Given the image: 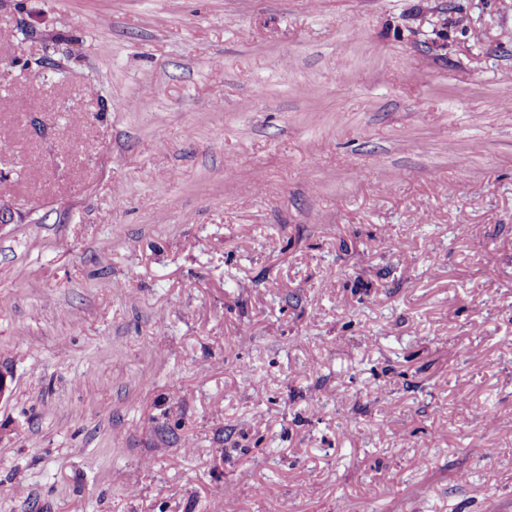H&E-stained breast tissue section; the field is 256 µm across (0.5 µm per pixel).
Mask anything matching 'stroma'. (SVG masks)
<instances>
[{
	"label": "stroma",
	"instance_id": "35a3bbf8",
	"mask_svg": "<svg viewBox=\"0 0 512 512\" xmlns=\"http://www.w3.org/2000/svg\"><path fill=\"white\" fill-rule=\"evenodd\" d=\"M447 2L0 0V512H512V0Z\"/></svg>",
	"mask_w": 512,
	"mask_h": 512
}]
</instances>
